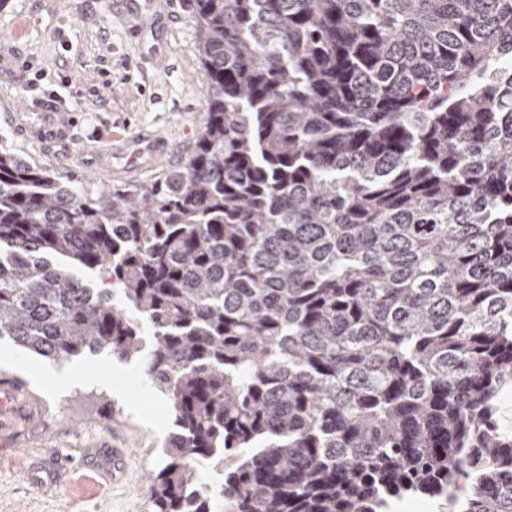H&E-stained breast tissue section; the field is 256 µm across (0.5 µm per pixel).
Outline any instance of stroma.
Segmentation results:
<instances>
[{
	"label": "stroma",
	"mask_w": 512,
	"mask_h": 512,
	"mask_svg": "<svg viewBox=\"0 0 512 512\" xmlns=\"http://www.w3.org/2000/svg\"><path fill=\"white\" fill-rule=\"evenodd\" d=\"M111 0H8L0 30L13 33L18 78H0V142L76 185L97 189L147 183L178 166L202 127L205 73L195 50L190 0H155L164 25L137 31L120 18L97 23ZM33 97L57 100L70 115V153L60 156L38 139L21 106ZM146 132L168 138L172 152L134 175L88 173V150L119 144ZM0 379L26 385L35 418L0 431V512H149L148 476L164 461L162 445L173 429L166 399L150 390L140 365L106 354L54 363L0 341ZM82 367L94 383L56 387L53 375ZM105 439L133 457L117 485L93 490L74 486L91 460L87 444ZM65 449L69 485L45 489L23 472L19 456L32 457L36 472L54 469V449Z\"/></svg>",
	"instance_id": "1"
}]
</instances>
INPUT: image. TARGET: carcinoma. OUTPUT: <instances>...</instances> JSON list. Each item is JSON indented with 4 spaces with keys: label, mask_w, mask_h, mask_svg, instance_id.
Returning <instances> with one entry per match:
<instances>
[{
    "label": "carcinoma",
    "mask_w": 512,
    "mask_h": 512,
    "mask_svg": "<svg viewBox=\"0 0 512 512\" xmlns=\"http://www.w3.org/2000/svg\"><path fill=\"white\" fill-rule=\"evenodd\" d=\"M192 6L180 167L89 190L0 148V339L138 361L150 512H512V0Z\"/></svg>",
    "instance_id": "cac0c4a2"
}]
</instances>
